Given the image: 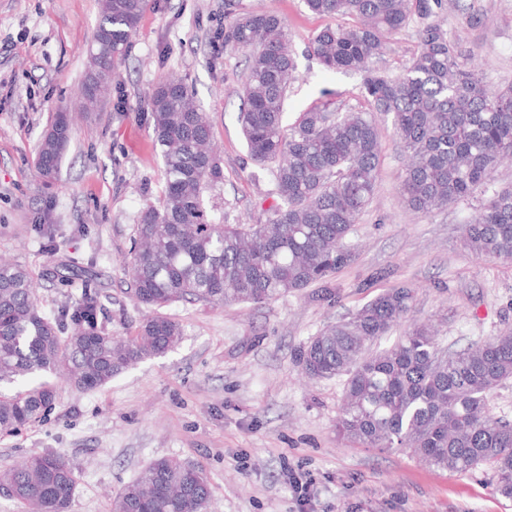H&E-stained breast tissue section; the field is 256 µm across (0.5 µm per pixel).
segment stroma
Returning a JSON list of instances; mask_svg holds the SVG:
<instances>
[{"label": "stroma", "mask_w": 512, "mask_h": 512, "mask_svg": "<svg viewBox=\"0 0 512 512\" xmlns=\"http://www.w3.org/2000/svg\"><path fill=\"white\" fill-rule=\"evenodd\" d=\"M226 0H151L95 111L80 109L99 0H0V259L22 266L39 308L54 316L82 289L97 292L99 323L136 335L152 311L126 292V261L141 209L164 188L147 105L163 80L181 79L210 116L222 176L205 193L212 219L262 224L278 199L269 170L248 157L237 116L243 52L225 47ZM243 10L284 19L298 69L285 120L330 103L362 109L361 77L330 71L305 54L329 18L304 0H239ZM434 20L479 65L494 89L512 85V0H441ZM422 21L386 34L376 71L394 76L418 49ZM70 110L71 138L58 178L45 183L35 159L56 112ZM381 162L372 203L350 242L357 260L333 278L332 300L312 289L262 305L165 307L182 328L167 354L140 361L95 390L66 379L41 421L0 432V470L26 455L61 453L78 482L69 512H111L113 495L152 460L201 466L212 512H512L493 491L490 467L458 473L429 467L404 448H368L338 438L344 377L310 380L296 355L320 329L350 318L383 291L416 288L413 317L461 349L512 330V263L480 261L460 245L475 200L429 215L404 207V165L390 120L380 119ZM55 248H48V239ZM84 271L60 285L56 268ZM308 472L311 499L297 502L284 465Z\"/></svg>", "instance_id": "35a3bbf8"}]
</instances>
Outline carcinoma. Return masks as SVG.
<instances>
[{
	"mask_svg": "<svg viewBox=\"0 0 512 512\" xmlns=\"http://www.w3.org/2000/svg\"><path fill=\"white\" fill-rule=\"evenodd\" d=\"M327 25L308 55L324 67L363 76L368 111L328 105L284 124L296 63L282 19L242 12L224 30V45L247 53L238 122L249 157L270 167L279 203L264 224H221L208 215L204 192L220 177L208 113L178 78L155 88L148 103L165 186L136 224L127 260L129 295L157 310L135 336L99 326L102 305L84 291L50 319L36 288L17 264L0 260V384H30L0 393V432H17L44 418L56 400L44 375L63 374L76 388L94 390L148 357L179 343L178 322L159 309L188 301L219 307L260 305L313 285L333 298L328 282L356 259L347 244L371 203L380 164L377 115L391 118L405 154L399 196L422 215L485 193L463 226L464 247L479 260L512 262V185L487 193L496 166L512 161V87L492 89L461 62L462 50L440 22L418 31L410 65L389 77L371 68L383 36L411 14L432 13L430 0H305ZM147 0H101L94 47L80 99L101 101L110 91ZM69 112H58L44 134L36 166L56 179L70 139ZM416 289L390 288L347 320L320 330L298 354L310 379L346 376L336 418L342 439L374 448H406L426 464L454 472L488 466L494 490L512 499V421L487 409L488 396L512 380V332L444 348L436 331L411 319ZM398 343L380 352L367 345L397 325ZM77 473L63 455L33 453L0 472V490L34 512H68ZM205 471L161 457L124 485L112 512H208Z\"/></svg>",
	"mask_w": 512,
	"mask_h": 512,
	"instance_id": "obj_1",
	"label": "carcinoma"
}]
</instances>
